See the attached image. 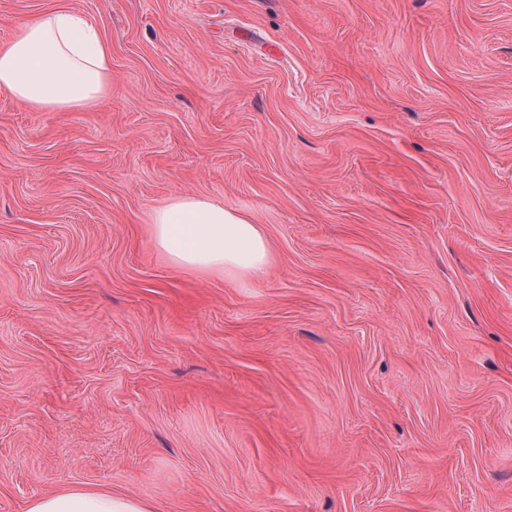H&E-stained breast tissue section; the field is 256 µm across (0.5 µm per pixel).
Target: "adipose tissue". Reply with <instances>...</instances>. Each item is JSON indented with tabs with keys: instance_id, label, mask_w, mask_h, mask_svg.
Returning a JSON list of instances; mask_svg holds the SVG:
<instances>
[{
	"instance_id": "adipose-tissue-1",
	"label": "adipose tissue",
	"mask_w": 512,
	"mask_h": 512,
	"mask_svg": "<svg viewBox=\"0 0 512 512\" xmlns=\"http://www.w3.org/2000/svg\"><path fill=\"white\" fill-rule=\"evenodd\" d=\"M0 90L37 112L98 105L112 91V51L84 15L60 6L20 21L0 45ZM158 247L178 268L221 273L246 284L270 262L260 225L211 199L177 194L153 215ZM27 512H153L148 503L108 490L69 487L36 499Z\"/></svg>"
}]
</instances>
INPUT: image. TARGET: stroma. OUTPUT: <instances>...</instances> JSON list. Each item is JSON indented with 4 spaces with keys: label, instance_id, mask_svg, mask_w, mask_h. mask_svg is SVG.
Masks as SVG:
<instances>
[{
    "label": "stroma",
    "instance_id": "stroma-1",
    "mask_svg": "<svg viewBox=\"0 0 512 512\" xmlns=\"http://www.w3.org/2000/svg\"><path fill=\"white\" fill-rule=\"evenodd\" d=\"M65 6L112 94L0 91V512H512V0ZM264 229L248 285L152 214ZM158 247L178 268L223 273L245 285L270 262L269 240L259 224L209 198L176 194L153 215ZM27 512H154L148 503L112 490L69 487L36 499Z\"/></svg>",
    "mask_w": 512,
    "mask_h": 512
}]
</instances>
